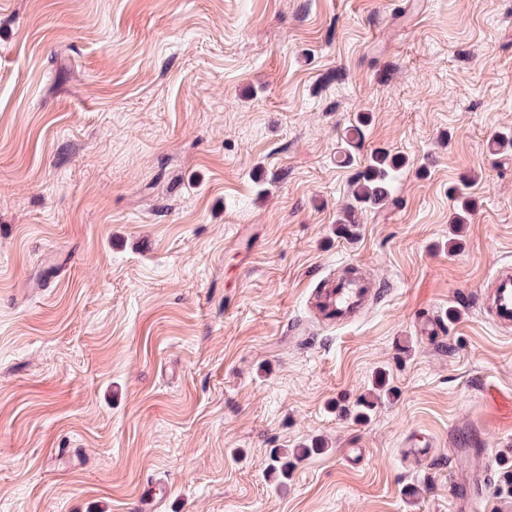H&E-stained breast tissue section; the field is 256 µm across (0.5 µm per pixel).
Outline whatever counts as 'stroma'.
Masks as SVG:
<instances>
[{"mask_svg": "<svg viewBox=\"0 0 512 512\" xmlns=\"http://www.w3.org/2000/svg\"><path fill=\"white\" fill-rule=\"evenodd\" d=\"M510 130L512 0H0V512H136L154 480L160 512H454L473 445V512H512V328L476 308ZM377 149L405 164L354 204ZM353 261L379 297L322 321ZM480 485L481 475L478 471H467L458 465L454 469L449 494L460 508L466 509L470 506L473 498L479 494Z\"/></svg>", "mask_w": 512, "mask_h": 512, "instance_id": "1", "label": "stroma"}]
</instances>
